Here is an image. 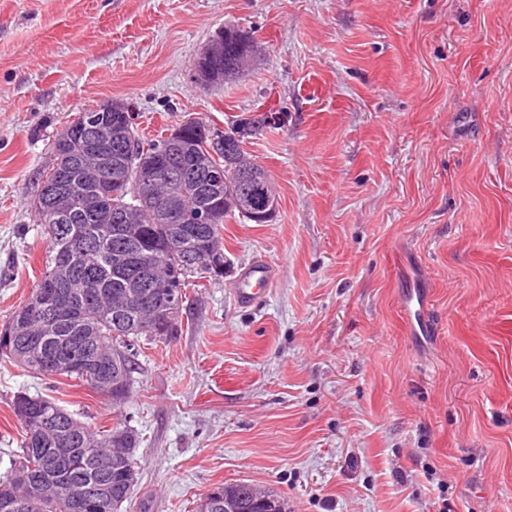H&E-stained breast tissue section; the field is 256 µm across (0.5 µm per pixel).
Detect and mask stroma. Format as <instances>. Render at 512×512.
I'll return each instance as SVG.
<instances>
[{
  "label": "stroma",
  "instance_id": "35a3bbf8",
  "mask_svg": "<svg viewBox=\"0 0 512 512\" xmlns=\"http://www.w3.org/2000/svg\"><path fill=\"white\" fill-rule=\"evenodd\" d=\"M228 23L266 54L200 84ZM111 99L145 139L282 113L244 146L278 211L225 224L223 276L140 340L123 408L1 363L0 476L26 393L139 434L127 512H193L235 482L291 512H512V0H0V326L45 262L51 144ZM257 259L273 286L239 306Z\"/></svg>",
  "mask_w": 512,
  "mask_h": 512
}]
</instances>
